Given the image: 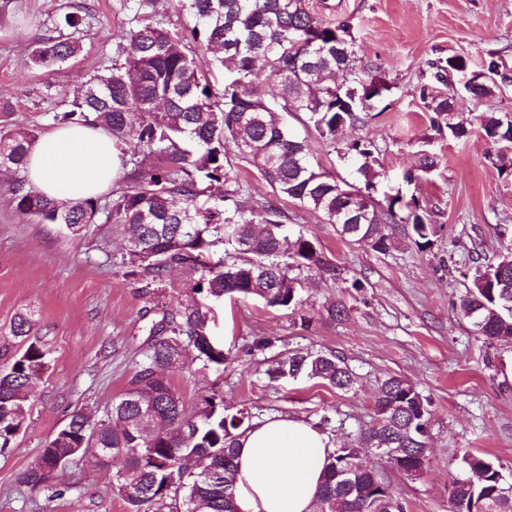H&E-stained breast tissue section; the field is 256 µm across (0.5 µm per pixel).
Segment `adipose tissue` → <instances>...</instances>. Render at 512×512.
<instances>
[{"label":"adipose tissue","instance_id":"1","mask_svg":"<svg viewBox=\"0 0 512 512\" xmlns=\"http://www.w3.org/2000/svg\"><path fill=\"white\" fill-rule=\"evenodd\" d=\"M123 162L106 130L58 127L39 138L23 174L46 197L66 204L105 192ZM333 450L325 432L296 417L254 424L238 439L236 512H315Z\"/></svg>","mask_w":512,"mask_h":512}]
</instances>
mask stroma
I'll list each match as a JSON object with an SVG mask.
<instances>
[{
  "label": "stroma",
  "instance_id": "stroma-1",
  "mask_svg": "<svg viewBox=\"0 0 512 512\" xmlns=\"http://www.w3.org/2000/svg\"><path fill=\"white\" fill-rule=\"evenodd\" d=\"M308 6L327 20L350 18L358 56L391 87L364 121L343 133L344 140H368L378 148L375 198L390 190L415 197L438 233L426 249L399 235L385 255L348 244L321 215L277 198L254 168L239 163L230 173L244 186L239 203L277 201L288 214L289 235L314 238L344 277L333 282L303 273L296 312L254 298L207 300V332L225 347L227 359L217 365L187 351L172 383L190 407L211 397L225 413L243 407L258 420L281 414L317 422L329 416L328 435L338 446L371 426L381 381L401 376L427 400L428 459L412 478L379 462L374 468L395 488L404 512H448L449 483L465 477L464 457L479 454L512 472V341L478 335L457 308L468 269L512 249V169L500 166L496 145L474 123L483 112H512V85L481 101L458 96L469 124L461 140L433 131L419 90L447 95L435 64L451 56L477 64L493 53L512 70V0H308ZM76 7L83 16L81 54L51 68L36 65V40L55 35L57 16ZM144 20L173 31L191 23L177 0L149 6L142 0H0V98L12 106L0 112V126L41 134L55 128L56 115L91 77L121 59L125 32ZM280 120L308 141L313 163L363 185L355 165L296 117L284 113ZM426 153L434 155V168L405 182L404 172ZM126 240L120 224L70 237L57 225L16 213L0 196V365L22 313L30 314L34 332L52 348V366L32 394L26 428L12 452L0 457V512H127L110 490L113 463L85 458L72 464L62 479L74 490L51 502L19 492L15 484L74 408L98 416L122 392L163 311L198 300L193 276L184 269L169 272L147 292L125 276ZM357 279L362 289L353 288ZM332 305L345 306L346 317L330 320L326 309ZM321 349L353 370L351 391L315 380L269 381L266 372L278 360Z\"/></svg>",
  "mask_w": 512,
  "mask_h": 512
}]
</instances>
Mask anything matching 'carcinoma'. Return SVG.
<instances>
[{
  "mask_svg": "<svg viewBox=\"0 0 512 512\" xmlns=\"http://www.w3.org/2000/svg\"><path fill=\"white\" fill-rule=\"evenodd\" d=\"M179 7L191 16V28L182 34L152 23L129 29L123 61L91 78L57 118L66 126H102L127 145L134 170L126 185L104 202L95 197L58 204L22 175L38 133L1 130L0 156L8 159L11 178L0 182V194L17 212L40 224H61L72 236L82 235L102 215L107 223L129 227L126 275L146 289L179 266L199 273L192 285L197 294H237L295 309L301 279L294 272L338 279L342 270L304 233L289 240L285 214L275 203L248 209L227 205L241 191L228 171L232 146L278 195L322 214L352 244L388 252L396 243L390 224L405 225L420 248L433 243L436 225L416 198L406 200L396 192L384 194L382 203L373 200L370 190L379 176L373 143L341 147L365 179V191L354 198L346 193L344 179L312 163L307 140L290 135L273 118L278 112L298 114L318 139L334 147L343 128L363 120L390 91L377 70L357 56L350 19L323 20L306 0H179ZM338 36L348 49L345 56L336 54ZM80 51L78 39L61 33L39 40L32 60L48 68ZM208 52L224 72L220 90L202 67L200 55ZM437 69L452 70L456 79L486 72L488 78L466 85L478 100L512 82L492 55L477 66L462 56L450 57ZM267 72L281 83L273 100L262 86ZM420 98L438 133L446 131L456 140L468 135L447 98L427 88ZM478 119L486 137L502 146L501 166L512 167V116L483 112ZM140 154L156 164L142 166L136 160ZM218 245L224 246V259L207 264L205 252ZM458 310L489 340L512 336L511 251L475 269ZM207 318L199 307L163 312L123 392L97 419L74 410L46 440L44 455L72 464L98 450L121 455L123 466L112 476L111 491L127 503L128 512H168L177 499L183 512H235L238 437L250 414L242 409L226 414L210 397L190 409L171 382L189 347L209 362L226 360L207 334ZM31 331V320L19 316L12 327L17 348L0 371V457L10 453L24 429L30 389L51 363V349ZM267 376L271 381L315 379L344 392L355 384L345 361L325 351L290 354ZM427 415L426 399L408 380L386 377L375 396L373 425L327 456L319 512H335L338 504L344 512H403L396 494L379 491L385 481L375 470L358 467L348 481L338 478V471L358 448L425 447ZM463 463L472 477L451 481L450 512H477L481 502L486 512H512V493L497 491L498 469L476 454ZM61 474L36 461L18 475L17 484L52 501L73 488L60 481Z\"/></svg>",
  "mask_w": 512,
  "mask_h": 512,
  "instance_id": "carcinoma-1",
  "label": "carcinoma"
}]
</instances>
